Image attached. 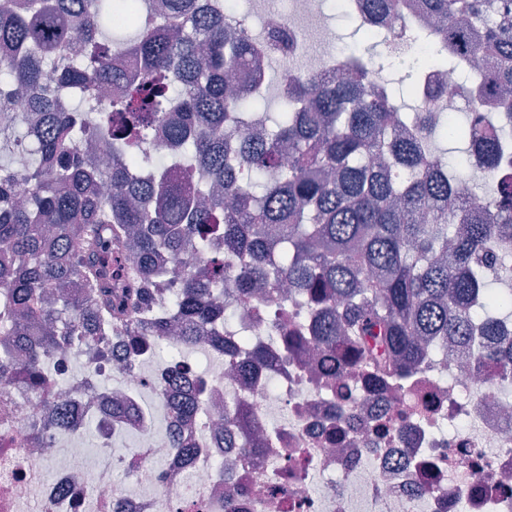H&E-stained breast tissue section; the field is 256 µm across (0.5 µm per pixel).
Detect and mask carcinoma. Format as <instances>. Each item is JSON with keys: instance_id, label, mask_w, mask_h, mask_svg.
I'll return each mask as SVG.
<instances>
[{"instance_id": "cac0c4a2", "label": "carcinoma", "mask_w": 512, "mask_h": 512, "mask_svg": "<svg viewBox=\"0 0 512 512\" xmlns=\"http://www.w3.org/2000/svg\"><path fill=\"white\" fill-rule=\"evenodd\" d=\"M371 17L434 20L412 69L476 58L465 122L448 104H396L357 60L337 80L274 64L282 38L224 22L212 0H0V383L23 376L45 396L67 382L53 357L76 342L103 359L169 345L212 351L237 373L277 356L224 338L220 311L286 282L311 325L270 318L285 349L313 346L380 391L419 388L430 344H449L483 382L512 373V0H364ZM276 75L288 107L254 106ZM175 151L158 165L153 146ZM493 181L463 199L451 148ZM110 147L105 163L87 147ZM507 285L492 288L490 282ZM195 380L165 418L194 422ZM270 426L224 417L241 453Z\"/></svg>"}]
</instances>
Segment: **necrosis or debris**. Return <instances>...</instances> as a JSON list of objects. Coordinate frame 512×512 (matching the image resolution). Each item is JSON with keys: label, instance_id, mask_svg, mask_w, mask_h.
<instances>
[{"label": "necrosis or debris", "instance_id": "necrosis-or-debris-1", "mask_svg": "<svg viewBox=\"0 0 512 512\" xmlns=\"http://www.w3.org/2000/svg\"><path fill=\"white\" fill-rule=\"evenodd\" d=\"M478 80L475 68L430 69L419 89L444 91L453 111L466 106L465 83ZM79 355L71 346L58 354L71 377L54 400L77 406L97 426L96 464L86 467L61 450L63 436L54 427L45 433L54 454L30 447L29 423L52 411L13 379L0 395V512H83L87 500L94 512H224L222 491L230 484L238 491L237 512H512V391L482 383L458 367L456 356L430 355L427 375L437 400L421 416L410 413L408 400L322 365L284 356L275 372L260 369L245 381L229 377L223 356H213L203 375L210 417L178 428L182 442L199 447L196 460L184 464L170 438L154 428L175 366L113 356L92 361L90 374H76ZM101 375L117 381L135 417L108 413L105 392L88 383ZM338 395L353 403L356 417L343 443L333 445L327 434ZM242 405L272 424L256 464L221 438L225 411ZM117 432L136 437L135 451L115 453ZM119 470L147 493H121ZM285 476L291 496L283 504L271 492ZM431 484L440 494H424Z\"/></svg>", "mask_w": 512, "mask_h": 512}]
</instances>
